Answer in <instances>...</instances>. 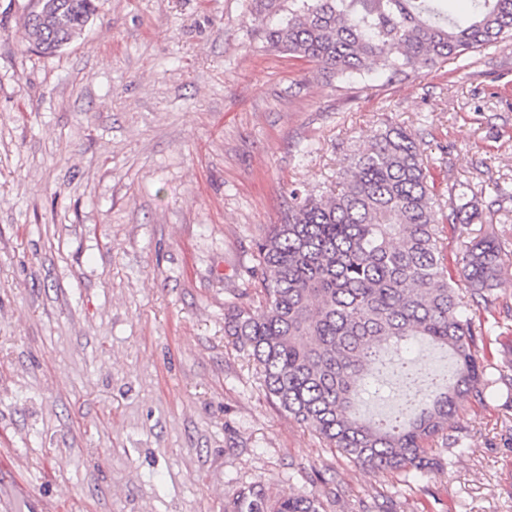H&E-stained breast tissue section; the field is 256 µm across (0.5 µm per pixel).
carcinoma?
Returning <instances> with one entry per match:
<instances>
[{
  "label": "carcinoma",
  "instance_id": "carcinoma-1",
  "mask_svg": "<svg viewBox=\"0 0 512 512\" xmlns=\"http://www.w3.org/2000/svg\"><path fill=\"white\" fill-rule=\"evenodd\" d=\"M468 2L460 18L448 0H298L264 38L331 76L372 64L407 76L512 40V0ZM96 11V0H32L22 39L53 55ZM289 198L283 222L256 244L262 309L232 306L224 335L258 363L267 394L354 465L399 474L440 466L428 444L459 446L462 403H486L493 386L484 378L491 328L476 311L493 315L499 305L502 245L474 239L448 263L444 225L469 223L472 200L441 202L421 143L398 126L348 159L336 189L305 197L292 189ZM417 340L446 350L451 374L429 375L401 356ZM388 347L402 402L374 420L357 407ZM224 512H323V503L312 494L272 502L254 483Z\"/></svg>",
  "mask_w": 512,
  "mask_h": 512
}]
</instances>
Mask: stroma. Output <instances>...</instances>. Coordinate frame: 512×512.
<instances>
[{"label":"stroma","mask_w":512,"mask_h":512,"mask_svg":"<svg viewBox=\"0 0 512 512\" xmlns=\"http://www.w3.org/2000/svg\"><path fill=\"white\" fill-rule=\"evenodd\" d=\"M0 0V448L58 512H224L240 489L312 493L326 512H512V398L466 404L439 472L354 466L267 397L224 334L288 191L336 185L393 123L440 194L497 211L512 258V40L392 82L336 78L267 48L278 0H99L53 56Z\"/></svg>","instance_id":"35a3bbf8"}]
</instances>
